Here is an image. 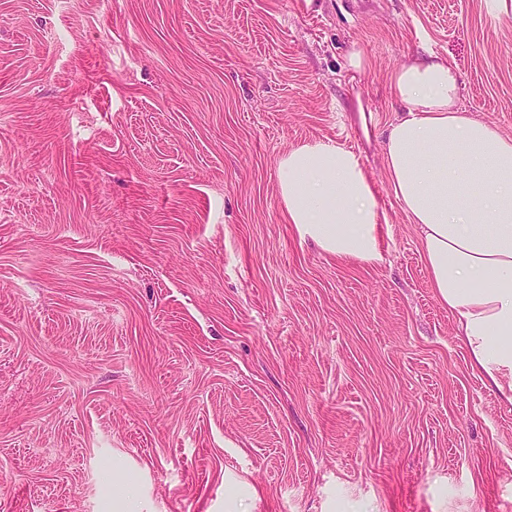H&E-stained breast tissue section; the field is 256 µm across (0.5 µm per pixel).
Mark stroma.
Listing matches in <instances>:
<instances>
[{
    "mask_svg": "<svg viewBox=\"0 0 512 512\" xmlns=\"http://www.w3.org/2000/svg\"><path fill=\"white\" fill-rule=\"evenodd\" d=\"M427 49L512 136L489 0H0V512H512V404L384 171ZM316 140L361 155L382 261L289 224Z\"/></svg>",
    "mask_w": 512,
    "mask_h": 512,
    "instance_id": "stroma-1",
    "label": "stroma"
}]
</instances>
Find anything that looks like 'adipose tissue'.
Returning a JSON list of instances; mask_svg holds the SVG:
<instances>
[{
    "label": "adipose tissue",
    "mask_w": 512,
    "mask_h": 512,
    "mask_svg": "<svg viewBox=\"0 0 512 512\" xmlns=\"http://www.w3.org/2000/svg\"><path fill=\"white\" fill-rule=\"evenodd\" d=\"M390 93L403 110L388 129L384 166L416 226L429 286L473 366L512 402V137L467 114L457 69L435 53L395 70ZM278 173L301 239L331 256L381 261L387 215L359 156L314 142L288 151Z\"/></svg>",
    "instance_id": "obj_1"
}]
</instances>
